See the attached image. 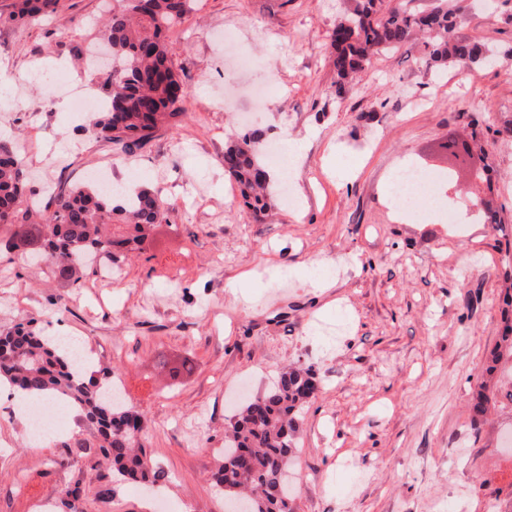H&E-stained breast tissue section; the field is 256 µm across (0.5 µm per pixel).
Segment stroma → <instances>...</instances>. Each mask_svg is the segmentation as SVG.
I'll list each match as a JSON object with an SVG mask.
<instances>
[{"instance_id": "1", "label": "stroma", "mask_w": 512, "mask_h": 512, "mask_svg": "<svg viewBox=\"0 0 512 512\" xmlns=\"http://www.w3.org/2000/svg\"><path fill=\"white\" fill-rule=\"evenodd\" d=\"M460 4L454 39L488 48L493 64L383 53L340 100L330 34L343 0H195L166 33L187 112L129 155L86 134L64 92L33 88L21 112L0 97V138L16 143L29 195L108 167L169 204L112 282L90 271L67 287L0 252V331L27 322L46 335L59 322L86 337L93 368H109L145 418L158 494L119 480L74 410L35 445L0 404V512H40L74 485L82 512H224L209 480L224 429L241 395L290 365L318 379L290 472L294 512H512V386L489 382L496 398L471 422L512 294V0ZM108 8L59 0L41 23L0 24V69L61 60L65 80L107 97L77 61ZM224 28L249 66L224 55L213 37ZM270 85L274 108H244L247 90ZM248 130L265 146L300 143L297 209L275 185L255 214L225 174V145ZM450 139L488 164L443 186L455 223L426 197L397 220L387 184L409 162L444 175ZM164 361L193 370L174 379Z\"/></svg>"}]
</instances>
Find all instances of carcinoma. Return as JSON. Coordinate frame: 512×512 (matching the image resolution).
Instances as JSON below:
<instances>
[{
	"instance_id": "1",
	"label": "carcinoma",
	"mask_w": 512,
	"mask_h": 512,
	"mask_svg": "<svg viewBox=\"0 0 512 512\" xmlns=\"http://www.w3.org/2000/svg\"><path fill=\"white\" fill-rule=\"evenodd\" d=\"M192 2L123 0L120 10L109 11L100 40L112 47V72L99 78L110 93L106 108L87 128L90 136L125 151L148 140L159 124L185 113L191 91L175 71L163 33L185 20ZM58 3L12 0L5 20L37 22L55 12ZM458 12L448 0H435L426 13L395 9L387 0H355L331 34L336 96L347 93L353 76L376 55L419 43L430 66L449 60L492 63L481 45L449 37ZM256 143L251 133L234 139L224 150V171L245 203L262 213L270 174ZM24 201L18 150L0 139V224L17 225L5 247L26 260L45 263L55 278L73 285L90 263L110 265L117 254L141 247L167 211V202L147 189L105 191L93 179L55 189L48 202L52 211L42 224L18 223ZM114 222L128 225V236L114 237ZM82 366L61 356L31 326L0 333L1 382L31 392L38 401L67 400L96 431L100 453L123 480L159 485L164 473L144 453L143 416L111 392L110 371L86 377ZM317 389L312 369L290 367L232 417L224 432V459L210 476L226 501L244 505L243 512H294L284 475L294 457L299 416ZM82 494L78 486L66 489L59 512H76Z\"/></svg>"
}]
</instances>
